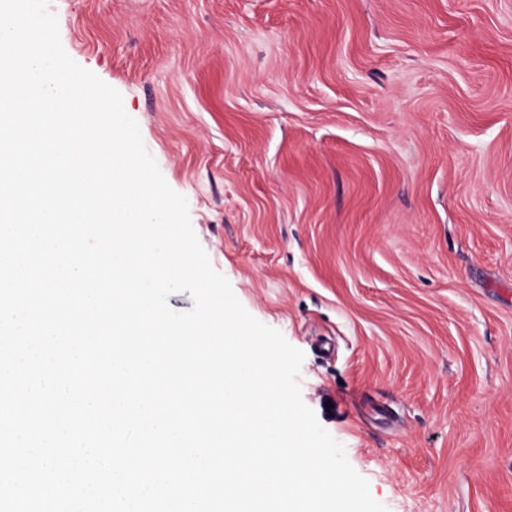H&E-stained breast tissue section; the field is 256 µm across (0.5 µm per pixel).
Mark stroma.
I'll return each instance as SVG.
<instances>
[{
	"label": "stroma",
	"mask_w": 512,
	"mask_h": 512,
	"mask_svg": "<svg viewBox=\"0 0 512 512\" xmlns=\"http://www.w3.org/2000/svg\"><path fill=\"white\" fill-rule=\"evenodd\" d=\"M388 512H512V0H50Z\"/></svg>",
	"instance_id": "1"
}]
</instances>
